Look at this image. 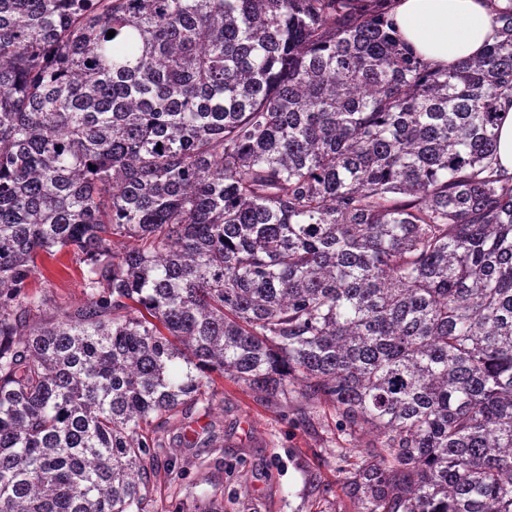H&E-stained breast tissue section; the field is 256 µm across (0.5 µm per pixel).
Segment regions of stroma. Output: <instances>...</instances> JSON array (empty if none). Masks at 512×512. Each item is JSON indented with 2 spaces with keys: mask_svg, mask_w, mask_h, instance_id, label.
I'll use <instances>...</instances> for the list:
<instances>
[{
  "mask_svg": "<svg viewBox=\"0 0 512 512\" xmlns=\"http://www.w3.org/2000/svg\"><path fill=\"white\" fill-rule=\"evenodd\" d=\"M55 311L85 297L81 267L69 254L47 260L36 281ZM212 406L187 403L153 417L148 512H190L193 501H222L224 512H352L342 482L353 462L327 403L289 392L275 404L219 378Z\"/></svg>",
  "mask_w": 512,
  "mask_h": 512,
  "instance_id": "stroma-1",
  "label": "stroma"
}]
</instances>
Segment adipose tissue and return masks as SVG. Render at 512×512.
Segmentation results:
<instances>
[{
	"label": "adipose tissue",
	"mask_w": 512,
	"mask_h": 512,
	"mask_svg": "<svg viewBox=\"0 0 512 512\" xmlns=\"http://www.w3.org/2000/svg\"><path fill=\"white\" fill-rule=\"evenodd\" d=\"M399 38L435 67L480 56L499 26L489 0H391Z\"/></svg>",
	"instance_id": "ef3b65f1"
}]
</instances>
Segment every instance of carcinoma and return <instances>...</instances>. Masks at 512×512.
<instances>
[{"mask_svg": "<svg viewBox=\"0 0 512 512\" xmlns=\"http://www.w3.org/2000/svg\"><path fill=\"white\" fill-rule=\"evenodd\" d=\"M359 2L0 0V512H146L213 372L370 436L355 512H512V0L446 70ZM502 121L498 132V160L502 169L512 174V107L505 106L502 110ZM82 266L72 254L61 253L41 267L36 286L45 296L48 314L85 298Z\"/></svg>", "mask_w": 512, "mask_h": 512, "instance_id": "1", "label": "carcinoma"}]
</instances>
